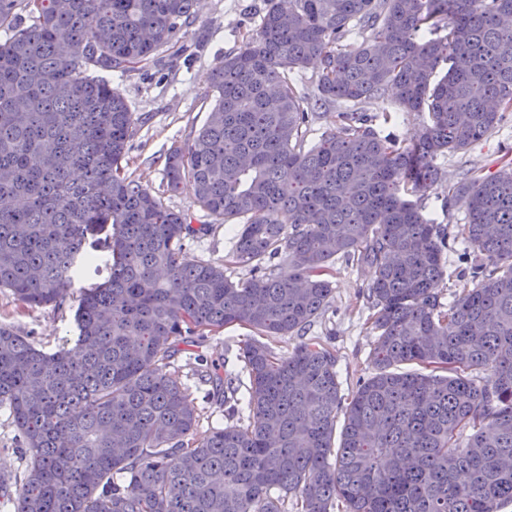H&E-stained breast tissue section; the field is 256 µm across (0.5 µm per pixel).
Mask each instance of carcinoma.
I'll return each mask as SVG.
<instances>
[{"label": "carcinoma", "mask_w": 512, "mask_h": 512, "mask_svg": "<svg viewBox=\"0 0 512 512\" xmlns=\"http://www.w3.org/2000/svg\"><path fill=\"white\" fill-rule=\"evenodd\" d=\"M194 4L0 0V288L58 308L87 267L110 270L84 291L69 348L45 352L0 324V407L27 456L14 512H500L512 504V158L449 189L474 288L447 304L448 228L411 197L439 177L438 156L512 112V0H266L255 35L210 74L205 124L164 164L167 192L189 181L194 207L242 225L233 258L251 276L237 282L182 260L192 216L125 172L138 118L90 74L148 63ZM354 32L361 43L344 44ZM313 59L306 97L293 75ZM387 90L427 114L406 142L345 109L305 148L315 107ZM277 258L287 271L262 267ZM340 258L370 267L377 332L373 373L347 402L321 341L288 355L263 341L325 311ZM232 325L254 332L240 353L254 421L201 433L170 368L180 346ZM199 380L226 404L237 391L218 367Z\"/></svg>", "instance_id": "1"}]
</instances>
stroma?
Returning <instances> with one entry per match:
<instances>
[{"label": "stroma", "mask_w": 512, "mask_h": 512, "mask_svg": "<svg viewBox=\"0 0 512 512\" xmlns=\"http://www.w3.org/2000/svg\"><path fill=\"white\" fill-rule=\"evenodd\" d=\"M265 0H196L193 22L183 28L159 51L154 62L130 73L115 72L112 86L125 97L138 119L136 131L123 161L127 174L139 180L174 210L188 211L197 234L186 241L184 257L190 262L207 261L224 266L232 280L248 278V267L230 263L229 255L240 230L236 224H222L193 206L194 191L184 185L169 194L164 182L165 155L175 145L191 142L207 120L211 99L209 73L225 54L237 50L255 33ZM373 114L389 113V123H377L381 135L404 139L424 120L421 112L397 111L391 96L382 95L361 106ZM512 152V112L487 137L468 150L445 153L436 160L442 176L421 198L423 214L456 233L465 221L461 203L450 200L449 186L473 172L487 177L498 172L501 157ZM331 278L333 293L326 311L307 329V336L320 337L335 352L343 394H350L360 378L371 371L368 353L376 332L370 322L366 288L368 267L337 260ZM105 267H91L66 291L60 308H28L16 301L9 290H0V324L13 326L40 349L57 351L77 333L75 311L85 289L105 281ZM249 328L233 325L208 333L199 347H183L175 368L190 399L200 414L199 428L206 431L232 423L227 407L207 399L208 388L194 375L199 359L225 366L248 385V375L239 358ZM26 457L7 410L0 408V476L15 480L22 476Z\"/></svg>", "instance_id": "35a3bbf8"}]
</instances>
